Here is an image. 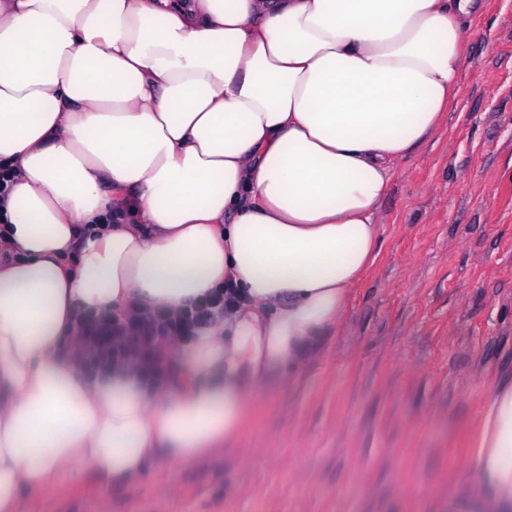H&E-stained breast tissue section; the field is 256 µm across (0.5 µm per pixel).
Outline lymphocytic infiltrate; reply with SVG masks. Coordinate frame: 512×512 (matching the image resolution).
Segmentation results:
<instances>
[{"label": "lymphocytic infiltrate", "instance_id": "lymphocytic-infiltrate-1", "mask_svg": "<svg viewBox=\"0 0 512 512\" xmlns=\"http://www.w3.org/2000/svg\"><path fill=\"white\" fill-rule=\"evenodd\" d=\"M224 308L223 294H216L181 311L137 310L118 320L107 313L86 316L82 321L83 352L91 371L107 372L113 363L132 360L141 368L146 385L164 379L161 358L166 345L192 336L214 311Z\"/></svg>", "mask_w": 512, "mask_h": 512}]
</instances>
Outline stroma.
<instances>
[{
    "instance_id": "stroma-1",
    "label": "stroma",
    "mask_w": 512,
    "mask_h": 512,
    "mask_svg": "<svg viewBox=\"0 0 512 512\" xmlns=\"http://www.w3.org/2000/svg\"><path fill=\"white\" fill-rule=\"evenodd\" d=\"M480 2L454 101L397 163L378 257L317 359L264 387L225 451L147 470L110 512H448L490 391L512 381V0ZM102 505L85 483L29 512Z\"/></svg>"
}]
</instances>
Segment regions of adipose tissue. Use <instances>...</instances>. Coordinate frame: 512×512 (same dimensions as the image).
<instances>
[{
  "instance_id": "1",
  "label": "adipose tissue",
  "mask_w": 512,
  "mask_h": 512,
  "mask_svg": "<svg viewBox=\"0 0 512 512\" xmlns=\"http://www.w3.org/2000/svg\"><path fill=\"white\" fill-rule=\"evenodd\" d=\"M476 0H0V512L222 451L374 263L396 163L441 124ZM236 302L169 381L86 371L78 324ZM448 512H512V383Z\"/></svg>"
}]
</instances>
